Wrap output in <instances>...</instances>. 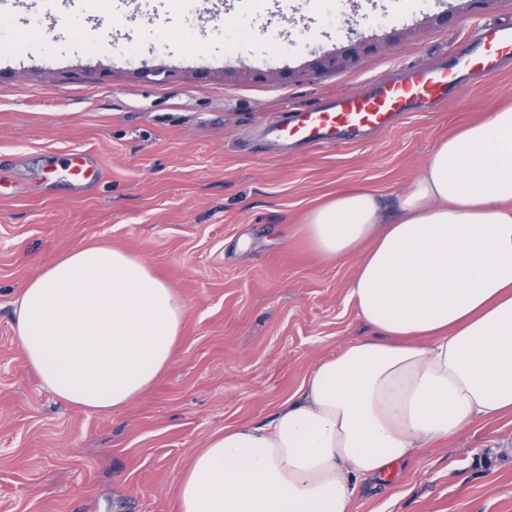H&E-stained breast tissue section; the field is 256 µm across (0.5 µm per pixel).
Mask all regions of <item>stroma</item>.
Segmentation results:
<instances>
[{
	"mask_svg": "<svg viewBox=\"0 0 512 512\" xmlns=\"http://www.w3.org/2000/svg\"><path fill=\"white\" fill-rule=\"evenodd\" d=\"M174 26L86 0L75 20L6 24L0 45V512H178L191 456L227 426L268 422L310 370L371 335L349 300L358 257L320 258L301 231L336 193L366 189L386 218L439 140L512 106V67L441 109L329 147L277 146L287 111L360 89L397 64L464 55L470 21L512 0H193ZM462 8L439 26L430 15ZM284 29L274 39V21ZM407 38L315 69L350 34ZM293 78H285V70ZM102 182L74 188L62 156ZM101 242L147 259L186 302L166 374L132 404L72 409L14 339L13 302L63 254ZM355 512H512V415L421 448ZM87 154L72 151L65 154L64 167L69 180L76 184L94 181L98 176V169L91 165Z\"/></svg>",
	"mask_w": 512,
	"mask_h": 512,
	"instance_id": "1",
	"label": "stroma"
}]
</instances>
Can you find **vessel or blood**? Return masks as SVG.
<instances>
[{"instance_id": "b4317fda", "label": "vessel or blood", "mask_w": 512, "mask_h": 512, "mask_svg": "<svg viewBox=\"0 0 512 512\" xmlns=\"http://www.w3.org/2000/svg\"><path fill=\"white\" fill-rule=\"evenodd\" d=\"M472 52L453 66L410 69L405 81L386 76L370 80L368 89L356 90L308 109L287 114L269 126L265 135L307 147L335 145L369 131L388 129L395 115L426 112L456 95L469 73L496 75L503 58L512 56V25L475 22L471 30ZM64 167L70 181H94L98 170L86 154L66 153Z\"/></svg>"}]
</instances>
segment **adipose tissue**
I'll list each match as a JSON object with an SVG mask.
<instances>
[{
    "instance_id": "ef3b65f1",
    "label": "adipose tissue",
    "mask_w": 512,
    "mask_h": 512,
    "mask_svg": "<svg viewBox=\"0 0 512 512\" xmlns=\"http://www.w3.org/2000/svg\"><path fill=\"white\" fill-rule=\"evenodd\" d=\"M326 260L373 333L317 364L270 423L227 427L175 486L179 512H353L361 481L419 448L512 415V107L440 140L395 221L367 190L312 210ZM186 303L144 257L73 250L22 289L14 333L72 408H123L166 372Z\"/></svg>"
}]
</instances>
